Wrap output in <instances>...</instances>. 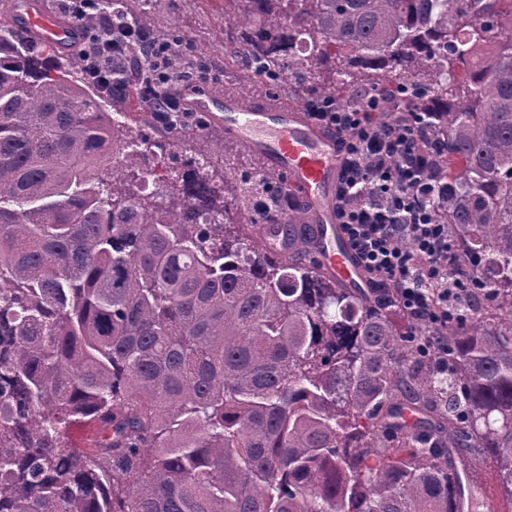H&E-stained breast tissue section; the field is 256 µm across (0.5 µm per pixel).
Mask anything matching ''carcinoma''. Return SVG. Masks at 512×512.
<instances>
[{"label":"carcinoma","instance_id":"1","mask_svg":"<svg viewBox=\"0 0 512 512\" xmlns=\"http://www.w3.org/2000/svg\"><path fill=\"white\" fill-rule=\"evenodd\" d=\"M110 2L155 41L149 12ZM506 21L512 0H224L247 82L300 73L344 106L406 88L431 115L448 197L424 204L479 283L446 370L413 351L428 329L240 235L243 208L279 219L280 174L216 186L169 153L156 207L112 169L113 115L68 54L0 22V512H484L487 455L512 499ZM122 140L131 171L143 139Z\"/></svg>","mask_w":512,"mask_h":512}]
</instances>
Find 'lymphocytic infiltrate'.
Instances as JSON below:
<instances>
[{"label": "lymphocytic infiltrate", "instance_id": "f902f5d3", "mask_svg": "<svg viewBox=\"0 0 512 512\" xmlns=\"http://www.w3.org/2000/svg\"><path fill=\"white\" fill-rule=\"evenodd\" d=\"M308 115L340 138L336 220L375 301L431 328L419 346L447 367L448 302L466 301L475 278L457 275L460 258L451 227L436 223L422 204L435 187L439 165L426 113H402L396 99L382 108L365 91L349 107L312 98Z\"/></svg>", "mask_w": 512, "mask_h": 512}]
</instances>
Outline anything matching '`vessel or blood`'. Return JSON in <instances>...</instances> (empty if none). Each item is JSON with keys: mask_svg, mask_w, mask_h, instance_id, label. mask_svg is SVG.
Wrapping results in <instances>:
<instances>
[{"mask_svg": "<svg viewBox=\"0 0 512 512\" xmlns=\"http://www.w3.org/2000/svg\"><path fill=\"white\" fill-rule=\"evenodd\" d=\"M19 23L36 39L70 45L75 29L46 14L41 7L25 9ZM188 107L221 124L226 133L262 155L286 176L285 187L296 196L311 222L314 252L324 271L339 282L361 288L365 279L336 221L334 198L340 164V141L294 106L248 104L233 96L202 92ZM274 251L287 253L293 242L287 222L262 234Z\"/></svg>", "mask_w": 512, "mask_h": 512, "instance_id": "obj_1", "label": "vessel or blood"}]
</instances>
